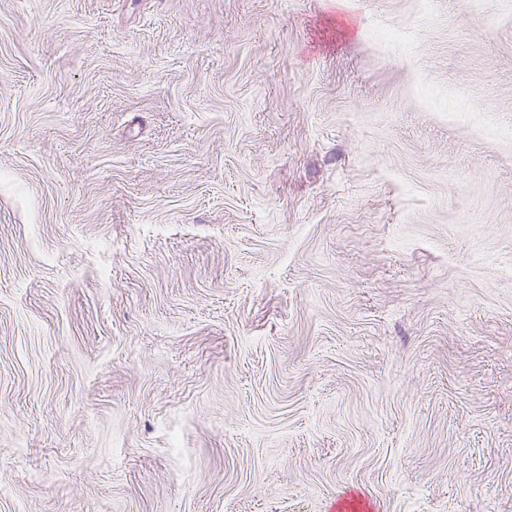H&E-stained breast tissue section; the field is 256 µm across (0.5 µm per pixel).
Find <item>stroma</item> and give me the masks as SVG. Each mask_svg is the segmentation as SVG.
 I'll return each mask as SVG.
<instances>
[{"label": "stroma", "instance_id": "35a3bbf8", "mask_svg": "<svg viewBox=\"0 0 512 512\" xmlns=\"http://www.w3.org/2000/svg\"><path fill=\"white\" fill-rule=\"evenodd\" d=\"M0 512H512V0H0Z\"/></svg>", "mask_w": 512, "mask_h": 512}]
</instances>
